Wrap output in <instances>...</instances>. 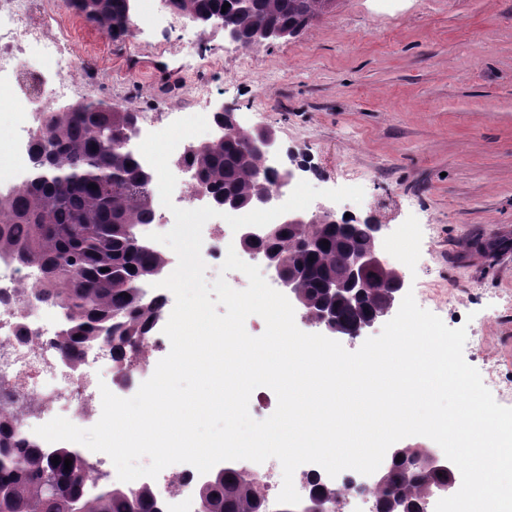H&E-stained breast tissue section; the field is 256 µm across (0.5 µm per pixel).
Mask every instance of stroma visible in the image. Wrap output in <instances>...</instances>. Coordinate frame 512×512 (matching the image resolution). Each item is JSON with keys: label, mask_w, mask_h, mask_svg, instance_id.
I'll list each match as a JSON object with an SVG mask.
<instances>
[{"label": "stroma", "mask_w": 512, "mask_h": 512, "mask_svg": "<svg viewBox=\"0 0 512 512\" xmlns=\"http://www.w3.org/2000/svg\"><path fill=\"white\" fill-rule=\"evenodd\" d=\"M157 14L117 52L105 31L73 30L101 60L100 100L179 112L203 85L209 108L273 128L298 179L362 187L361 203L320 204L377 219L424 309L450 327L471 317L465 361L511 381L512 0H336L250 54L220 31L186 45Z\"/></svg>", "instance_id": "obj_1"}]
</instances>
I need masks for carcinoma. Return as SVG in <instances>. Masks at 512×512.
<instances>
[{
    "mask_svg": "<svg viewBox=\"0 0 512 512\" xmlns=\"http://www.w3.org/2000/svg\"><path fill=\"white\" fill-rule=\"evenodd\" d=\"M227 11H222L224 3ZM335 0H253L241 14L238 0H170L183 17H223L252 29H286L296 35L323 15ZM69 9L98 24L112 36L128 35L134 0H66ZM137 113L122 105L97 102L47 113L45 130L35 135L32 173L21 188L0 196V253H11L39 266L46 278L43 293L66 311L63 349L77 358L86 343L105 339L118 353L141 344L149 325L162 317L161 305L144 300L142 286L166 264L164 257L141 243L138 230L154 216L151 171L122 146ZM243 144L218 138L186 158L195 180L217 200L226 195L246 203L252 174L242 159ZM96 188H90V185ZM311 232L328 241L317 254L300 246L298 229L276 224L271 235L255 242L271 253L285 274L302 280L312 304L322 301L320 286L343 271L351 252L368 248L374 225L347 224L338 229L324 218ZM389 275L368 276V292L359 304L336 305L337 326L352 327L371 319L385 306ZM33 403L11 392L0 396V512H161L153 492L112 487L91 492L94 468L71 448L48 452L12 433ZM417 448L403 449L377 484L382 509L400 498L411 512L450 476L417 467ZM59 457L61 463L52 459ZM71 459L65 470L63 460ZM208 512H256L260 488L238 470H222L199 487Z\"/></svg>",
    "mask_w": 512,
    "mask_h": 512,
    "instance_id": "obj_1",
    "label": "carcinoma"
}]
</instances>
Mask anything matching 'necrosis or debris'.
<instances>
[{
	"mask_svg": "<svg viewBox=\"0 0 512 512\" xmlns=\"http://www.w3.org/2000/svg\"><path fill=\"white\" fill-rule=\"evenodd\" d=\"M41 24H34V17ZM55 0H0V100L10 102L19 119L7 136L18 164L0 179L1 189L22 186L31 166L33 132L47 112L87 102V86L93 85L99 65L94 50H77L69 37ZM47 59L37 69L31 51ZM42 272L15 256L0 254V387L32 400L33 410L21 421L20 431L38 442L34 429L61 413L80 421L101 416L99 381L108 377L115 390L131 389L146 373L138 349L123 358L112 354L109 343L99 340L82 347L77 361H69L61 348L65 323L63 311L39 295ZM199 474L185 468L180 478L162 485L138 478V485L158 491L162 512H197ZM301 499H309L317 487L336 488L335 512H380L377 477H361L350 471L334 480L318 465L299 466L293 476Z\"/></svg>",
	"mask_w": 512,
	"mask_h": 512,
	"instance_id": "4bbe7bcc",
	"label": "necrosis or debris"
}]
</instances>
